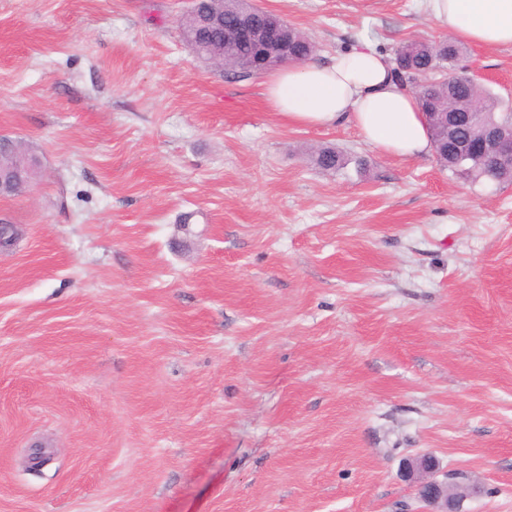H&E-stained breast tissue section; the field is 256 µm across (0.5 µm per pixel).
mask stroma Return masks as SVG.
Segmentation results:
<instances>
[{
  "label": "stroma",
  "instance_id": "stroma-1",
  "mask_svg": "<svg viewBox=\"0 0 512 512\" xmlns=\"http://www.w3.org/2000/svg\"><path fill=\"white\" fill-rule=\"evenodd\" d=\"M259 2L318 63L448 36L424 0ZM185 9L0 0V135L41 157L0 196V512H418L419 452L512 512V184L288 124ZM464 63L512 100V47Z\"/></svg>",
  "mask_w": 512,
  "mask_h": 512
}]
</instances>
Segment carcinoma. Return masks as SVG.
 Segmentation results:
<instances>
[{"mask_svg":"<svg viewBox=\"0 0 512 512\" xmlns=\"http://www.w3.org/2000/svg\"><path fill=\"white\" fill-rule=\"evenodd\" d=\"M315 45L300 30L288 37V57L309 59ZM465 47L452 40L427 42L412 40L403 43L394 53L393 73L403 87L418 89L423 112L428 116L432 134L439 146L435 149L437 161L453 173L471 179L488 178V171L480 159L458 164L448 150V143L440 139L439 127L434 123L435 112H485L496 123L512 125V103L503 101L470 77L460 65ZM258 59L257 52L248 44L224 48V73L234 79L251 76L249 65ZM313 161L324 171H338L346 164L345 157L332 148H323L313 155Z\"/></svg>","mask_w":512,"mask_h":512,"instance_id":"carcinoma-1","label":"carcinoma"}]
</instances>
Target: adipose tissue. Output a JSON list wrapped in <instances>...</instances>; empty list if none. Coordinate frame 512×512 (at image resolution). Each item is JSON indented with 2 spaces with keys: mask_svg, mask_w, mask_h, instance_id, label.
<instances>
[{
  "mask_svg": "<svg viewBox=\"0 0 512 512\" xmlns=\"http://www.w3.org/2000/svg\"><path fill=\"white\" fill-rule=\"evenodd\" d=\"M427 9L458 40L512 46V0H427ZM392 68L390 57L364 40L324 65L291 64L273 70L266 99L292 125L350 124L386 155L426 157L434 150L428 122L417 95L395 82Z\"/></svg>",
  "mask_w": 512,
  "mask_h": 512,
  "instance_id": "adipose-tissue-1",
  "label": "adipose tissue"
}]
</instances>
